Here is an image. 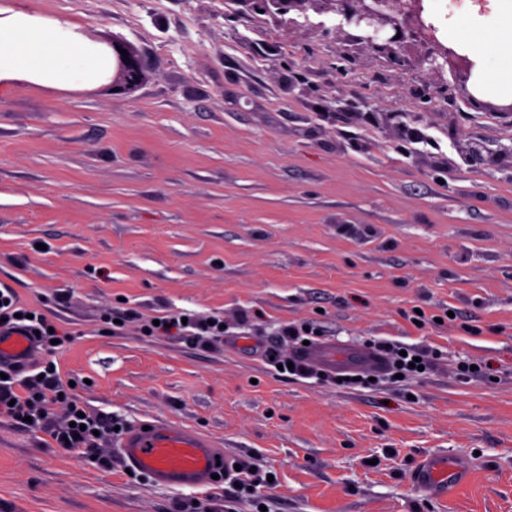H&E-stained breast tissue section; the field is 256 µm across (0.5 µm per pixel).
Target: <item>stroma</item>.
I'll return each instance as SVG.
<instances>
[{
	"mask_svg": "<svg viewBox=\"0 0 512 512\" xmlns=\"http://www.w3.org/2000/svg\"><path fill=\"white\" fill-rule=\"evenodd\" d=\"M1 8L122 38L156 67L128 102L0 77V285L68 333L33 368L116 427L91 455L0 416V512H512V173L454 147H511L512 99L423 106V75L338 62L334 13L322 36L235 0ZM293 72L317 87L306 104ZM337 97L420 140L319 115ZM170 313L224 333H150ZM307 340L406 346L429 368L284 371ZM153 419L211 436L251 489L128 474L122 434ZM432 453L467 471L443 499L411 478Z\"/></svg>",
	"mask_w": 512,
	"mask_h": 512,
	"instance_id": "stroma-1",
	"label": "stroma"
}]
</instances>
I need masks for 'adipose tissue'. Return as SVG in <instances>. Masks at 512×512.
<instances>
[{
    "instance_id": "adipose-tissue-1",
    "label": "adipose tissue",
    "mask_w": 512,
    "mask_h": 512,
    "mask_svg": "<svg viewBox=\"0 0 512 512\" xmlns=\"http://www.w3.org/2000/svg\"><path fill=\"white\" fill-rule=\"evenodd\" d=\"M492 22L469 21L466 27H451L448 35L482 58L494 59L498 69L486 72L488 91L512 95V0H496ZM100 58L78 44L72 25L55 20L45 25L17 16L0 22V74L23 70L40 80L86 82Z\"/></svg>"
}]
</instances>
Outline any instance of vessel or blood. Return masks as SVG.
<instances>
[{
  "label": "vessel or blood",
  "mask_w": 512,
  "mask_h": 512,
  "mask_svg": "<svg viewBox=\"0 0 512 512\" xmlns=\"http://www.w3.org/2000/svg\"><path fill=\"white\" fill-rule=\"evenodd\" d=\"M36 344L19 331L0 330V366L27 363ZM303 358L339 370L377 366L375 356L363 350H339L330 344L307 348ZM120 451L128 469L149 475L155 483L196 488L213 483L214 474L232 473L234 466L224 451L207 434L179 423L150 421L148 427H134L124 433ZM465 473L444 458L423 459L413 479L422 490L447 494L463 481Z\"/></svg>",
  "instance_id": "1"
}]
</instances>
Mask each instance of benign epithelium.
Instances as JSON below:
<instances>
[{"label": "benign epithelium", "mask_w": 512, "mask_h": 512, "mask_svg": "<svg viewBox=\"0 0 512 512\" xmlns=\"http://www.w3.org/2000/svg\"><path fill=\"white\" fill-rule=\"evenodd\" d=\"M238 3L255 13L261 11L265 16L280 19L290 29L305 27L324 34L327 30L321 24H312L309 13L335 12L346 25L358 31L356 35H346V42L384 58L400 71L428 72L433 80L423 90L427 100L452 101L460 96L471 104H480L468 90L476 62L439 39L438 28L427 16L425 0H238ZM96 48L105 61L98 75L97 91L116 99H129L147 79L150 63L122 39H99ZM122 49L127 55L120 53ZM448 74L454 79L452 85L446 78ZM366 107L364 100L353 99L338 108L324 105L321 111H342L355 121L369 119L380 127L391 126V113L366 112ZM456 148L474 162L484 160L482 148L464 139L457 141Z\"/></svg>", "instance_id": "obj_1"}]
</instances>
